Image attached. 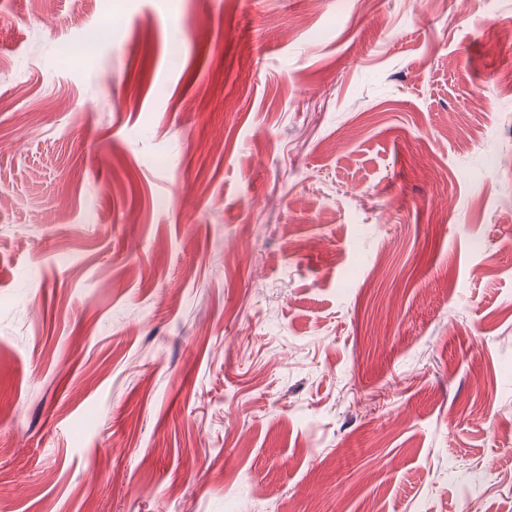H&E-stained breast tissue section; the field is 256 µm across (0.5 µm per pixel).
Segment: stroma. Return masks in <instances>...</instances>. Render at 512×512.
<instances>
[{"mask_svg": "<svg viewBox=\"0 0 512 512\" xmlns=\"http://www.w3.org/2000/svg\"><path fill=\"white\" fill-rule=\"evenodd\" d=\"M506 26L0 0V512H512Z\"/></svg>", "mask_w": 512, "mask_h": 512, "instance_id": "stroma-1", "label": "stroma"}]
</instances>
